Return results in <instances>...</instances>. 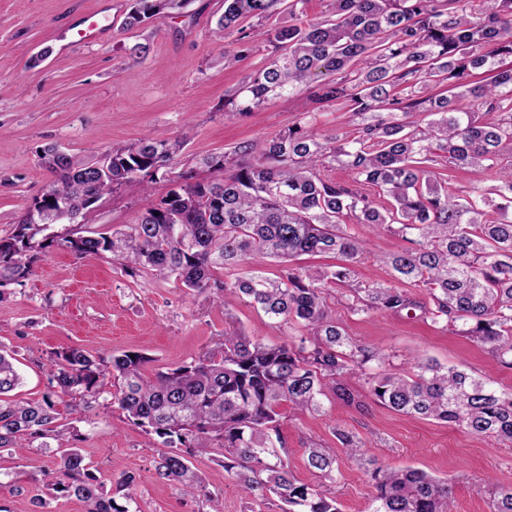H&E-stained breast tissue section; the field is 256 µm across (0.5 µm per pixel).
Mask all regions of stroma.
<instances>
[{
  "instance_id": "35a3bbf8",
  "label": "stroma",
  "mask_w": 512,
  "mask_h": 512,
  "mask_svg": "<svg viewBox=\"0 0 512 512\" xmlns=\"http://www.w3.org/2000/svg\"><path fill=\"white\" fill-rule=\"evenodd\" d=\"M102 0H0V236L10 234L16 218L52 179L39 153L49 144L88 156L134 142L154 132L183 141L182 151L152 177L147 188H120L103 197L85 222L98 232L134 223L170 188L172 176L195 170L198 161L222 155L241 142L262 144L293 124L306 108L305 97L275 98L246 116L225 111L224 102L243 78L264 65L271 48L256 34L252 56L231 66L218 57L233 51L232 39L211 34L224 0H192L187 14L171 13L147 30L123 25V9L112 17V32L102 43L76 42L61 48L60 33L98 11ZM149 40L141 62L125 49ZM401 239L372 237L358 271L363 280L384 282L385 254L400 249ZM329 304L354 342L388 354L393 370L409 369L422 356L444 365L490 374L497 388H512V370L499 368L465 337L404 314H356L345 302ZM238 327L266 342L287 341L261 312L227 296L215 304L203 294H188L170 280L131 279L111 256L77 259L49 249L22 284L0 296V347L14 351L23 384L18 395L40 399L47 391L50 352L76 346L98 357L135 351L148 362L146 374L192 361L218 336L226 315ZM360 406L334 399L323 414L284 419L282 433L294 474L313 482L303 449L316 441L330 448L342 427L363 442L366 457L383 466H412L448 480L454 512H491L498 485L512 484V444H496L434 420L405 417L373 402L365 385L354 384ZM79 446L106 491H114L126 472L139 474L140 512H209L202 499L183 496L171 482L157 478L153 437L131 425L117 407L96 406L79 423ZM219 452L193 463L224 512H280L277 498L246 503L235 482L226 478ZM336 474L341 512H368L371 479L362 467L339 456ZM53 454L39 449L0 456V505L10 512H87L75 496L49 489Z\"/></svg>"
}]
</instances>
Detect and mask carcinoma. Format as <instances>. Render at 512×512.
Segmentation results:
<instances>
[{"instance_id": "obj_1", "label": "carcinoma", "mask_w": 512, "mask_h": 512, "mask_svg": "<svg viewBox=\"0 0 512 512\" xmlns=\"http://www.w3.org/2000/svg\"><path fill=\"white\" fill-rule=\"evenodd\" d=\"M310 0H224L213 33L236 35L230 65L253 52L247 18L288 15L267 31L273 57L249 73L224 103L246 115L270 99L309 91L321 108L345 110L355 132L320 135L316 113L258 147L242 142L200 165L218 176L182 172L167 194L132 224L110 233L63 224L59 207L85 214L125 185H141L184 147L160 134L87 160L48 145L39 158L53 175L31 202L38 218L22 214L0 236L1 289L19 284L50 247L80 259L110 254L132 279L150 274L220 299L233 294L278 326L291 340L269 343L230 325L224 339L188 364L144 373L148 358L122 352L108 359L67 347L50 353L48 392L38 401L9 397L20 384L14 354L0 349V453L56 448L51 489L84 500L88 512H140L139 475L116 483L106 496L90 472L80 434L72 443L56 425V399L68 397L77 422L105 394L128 422L159 444L156 474L222 512L190 458L220 449L224 472L249 497L273 494L283 512H340L336 455L316 443L305 449L318 483L300 482L288 463L281 434L283 411L319 413L325 401H354L350 385L365 384L372 400L404 416L463 428L512 443V391L474 371L415 357L413 374L370 364L388 357L356 345L332 315L327 288L346 291L363 315L415 312L452 330L512 370V0H326L318 20ZM191 0H131L125 25L139 28L183 9ZM472 103L462 109L458 102ZM500 167L497 183L448 188L462 169ZM344 170L349 180L332 177ZM370 185L380 205L359 189ZM390 232L407 246L383 262L387 282L359 280L357 265L368 241L354 231ZM332 254L324 269L285 268L276 279L255 270L268 259ZM224 270V280L216 278ZM350 458L361 441L338 429ZM369 512H452L448 481L413 467L377 466ZM493 512H512V485H500Z\"/></svg>"}]
</instances>
